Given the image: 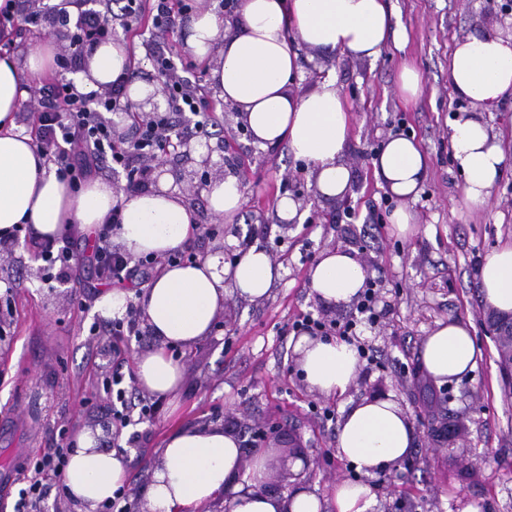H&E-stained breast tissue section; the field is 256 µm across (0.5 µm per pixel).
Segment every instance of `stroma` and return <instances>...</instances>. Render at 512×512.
<instances>
[{
    "label": "stroma",
    "instance_id": "1",
    "mask_svg": "<svg viewBox=\"0 0 512 512\" xmlns=\"http://www.w3.org/2000/svg\"><path fill=\"white\" fill-rule=\"evenodd\" d=\"M386 4L396 35L376 60L316 57L299 49L303 78L296 91L334 79L352 112L346 155L351 182L344 198H320L305 164L286 145L264 147L239 131L235 112L210 87L205 97L217 114V132L188 138L164 156L162 173L194 208L198 223L215 228L193 236L198 256L230 255L249 234L281 276L266 299L227 294L209 336L190 347H168L183 364L184 379L177 398L163 399L153 418L121 430L112 424L103 377L116 364L133 367L136 356L158 342L146 331L117 354L109 338L91 339L89 327L101 316L96 303L107 288L90 287L88 262H81L78 282L48 286L30 243L18 242L0 257V282L16 284L11 299L0 298V410L20 417L0 439V461L55 447L59 430H90L99 447L121 445L128 512H148L146 487L165 438L186 424L219 426L238 436L245 460L268 453V491L307 486L323 512H335L336 481L362 479L373 487L376 512H461L468 504L479 512H512V385L500 368L478 278L488 255L512 246V96L488 112L457 97L448 75L459 40L475 33L512 37V8L488 0ZM407 65L423 76L421 93L408 101L399 90ZM473 114L506 153L490 203L480 211L466 201L449 143L457 116ZM396 134L415 137L428 158L414 198H397L374 175V157ZM227 175L236 176L243 190L232 224L221 223L204 194L206 182ZM284 195L300 204V222L288 227L276 214ZM401 206L416 217L404 235L388 222ZM335 248L355 253L368 277L381 278L387 309L352 341L354 348L369 349L373 361H362L344 394L326 396L301 375L297 338L285 326L307 313L329 324L354 313V304H326L308 286L309 269ZM451 319L469 324L479 356L474 370L439 384L423 371L420 349L439 323ZM366 398L397 401L414 434L410 454L370 478L336 452L342 417ZM432 405L454 412L455 432L431 433ZM327 408L334 412L329 420L322 415ZM297 460L298 470L292 467Z\"/></svg>",
    "mask_w": 512,
    "mask_h": 512
}]
</instances>
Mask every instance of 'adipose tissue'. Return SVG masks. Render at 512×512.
Returning <instances> with one entry per match:
<instances>
[{
  "label": "adipose tissue",
  "instance_id": "ef3b65f1",
  "mask_svg": "<svg viewBox=\"0 0 512 512\" xmlns=\"http://www.w3.org/2000/svg\"><path fill=\"white\" fill-rule=\"evenodd\" d=\"M391 26L385 0H241L230 25L209 11L192 18L187 43L195 57L207 63L215 92L235 109L256 143L286 144L295 159L306 163L318 194L334 200L347 195L351 180L345 161L351 112L334 80L303 92L293 90L301 74L293 45L300 42L320 54L373 59ZM52 56V46L37 48L24 70L12 56H0V233L27 224L40 238L68 232L86 235L108 223L117 207L122 222L115 240L122 252L158 257L186 244L194 235V210L168 186L127 194L98 178L73 190L38 151L33 137L19 129L16 114L26 95L23 78L44 73ZM131 65L132 50L126 42L100 45L88 60L82 91L102 88ZM449 78L458 96L495 108L512 95V39L471 35L458 41ZM450 148L465 178L468 204L484 209L505 164L503 147L483 121L464 116L451 128ZM426 168L417 142L402 135L390 137L373 160L376 178L403 198L418 192ZM206 195L213 213L233 223L242 203L238 178L210 181ZM366 274L354 253L328 250L310 269L309 285L321 300L346 304L358 296ZM279 276L269 255L254 246L232 265L215 254L192 264L163 266L141 296L159 346L137 356L136 384L158 397H176L184 368L166 353L165 344H196L209 336L227 292L260 300ZM479 280L491 310L512 315V246L484 259ZM295 351L309 386L329 396L344 394L360 370L356 350L343 342L305 335L297 340ZM476 353L469 328L453 320L426 336L421 363L434 380L444 382L472 370ZM413 442L405 414L389 399L354 404L336 439L338 455L367 475L403 460ZM158 458L146 491L150 512H203L219 497L228 512H322L319 497L306 488L285 495L267 492L264 453L244 463L238 437L221 428L182 426L166 438ZM127 480L123 453L99 447L92 433L77 435L63 482L78 512H94Z\"/></svg>",
  "mask_w": 512,
  "mask_h": 512
}]
</instances>
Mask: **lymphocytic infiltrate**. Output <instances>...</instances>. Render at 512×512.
<instances>
[{
	"label": "lymphocytic infiltrate",
	"instance_id": "1",
	"mask_svg": "<svg viewBox=\"0 0 512 512\" xmlns=\"http://www.w3.org/2000/svg\"><path fill=\"white\" fill-rule=\"evenodd\" d=\"M188 0H123L119 12L78 13L70 16L59 10L57 20L70 29V41L55 56L59 75L53 83L29 87L28 106L36 118L34 142L37 149L55 166L58 175L72 189H80L105 164L122 172L128 191L144 188L150 181L155 163L170 148L187 137L207 133L215 117L198 82L178 72L174 55L165 47L153 51L152 65L169 90L167 110L135 121L132 137L117 136L106 115L124 110L128 104V74H121L109 84L106 92L92 96L81 92L66 75L83 55L112 38L114 26L143 16L151 17L152 25L161 34L169 35L179 27L189 10ZM120 212H112L108 224L95 232L94 249L89 258L97 279L115 285L131 282L137 275L155 270L153 257H132L113 249L109 244L114 225L120 224ZM79 237L65 235L36 243L37 255L46 271V283L71 277L79 265ZM360 301L352 317L337 326L338 335L356 336L362 322L377 323L382 315L380 282L367 279ZM112 402V418L117 428L131 425L134 419L151 418L156 410L153 401L133 402L132 393L122 369L113 370L102 383ZM72 441L60 437L56 447L30 457L22 467L23 486L18 491L16 512H38L48 485H62Z\"/></svg>",
	"mask_w": 512,
	"mask_h": 512
}]
</instances>
